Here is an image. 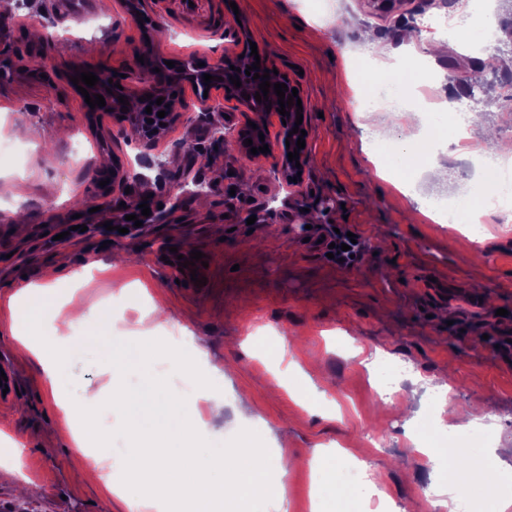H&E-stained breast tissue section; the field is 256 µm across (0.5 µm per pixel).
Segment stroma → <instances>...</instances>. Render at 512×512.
<instances>
[{
    "label": "stroma",
    "instance_id": "1",
    "mask_svg": "<svg viewBox=\"0 0 512 512\" xmlns=\"http://www.w3.org/2000/svg\"><path fill=\"white\" fill-rule=\"evenodd\" d=\"M187 1L133 8L124 0H0V141L12 143L0 181L26 184L21 197L0 196V300L40 282L46 263L60 258L56 304L77 295L92 310L70 326L48 309L37 317L33 342L55 339L69 350L52 394L44 371L19 353L0 307V360L10 378L0 395V464L15 466L16 441L26 457L43 460L32 484L0 480V512H129L104 484L75 480L84 458L59 407L78 404L89 386L105 392L117 380L142 390L154 378L183 398L212 382L223 408L202 418L203 454L262 446L266 479L285 490L282 512H312L318 473L309 462L321 451L380 474L393 512H427L437 467L418 445L444 373L458 406L457 439L480 444L477 453L455 454L473 471L472 512H494L497 499L512 494V455L488 468L491 448L512 439V354L500 347L512 340V222L485 216L476 240L465 225L432 221L424 199L454 195L462 182L478 194L483 184L470 178L467 159L448 154L436 157L438 181L421 178L434 158L428 141L390 113L356 117L346 69L370 49L406 48L439 73L424 85L430 101L458 98L473 83L470 147H484L489 126L512 140V108L499 102L512 84V14L498 2L493 14L466 16L474 55L449 45L447 56L434 58L430 49L446 34L416 30L414 19L442 11L444 0H405L380 16L365 0H191V9ZM89 16L95 26H85ZM228 25L243 26L241 42L225 38ZM406 29L416 32L408 47ZM366 30L373 45L362 40ZM254 51L298 86L307 105L309 166L291 190L272 177L278 153L248 160L234 138L212 144L189 83L174 86L178 116L145 150L127 144L128 120L89 109L71 81L78 70L128 73L146 54L161 68L192 57L236 65ZM38 53L40 75L30 63ZM491 56L495 70L482 69ZM376 134L385 145L411 136L400 159L417 175L415 195L371 174L363 147ZM116 165L138 178L123 203L105 207L100 176ZM81 197L90 205L80 215L85 232L56 241ZM143 200L150 216L139 230L119 233ZM339 231L365 244L353 267L327 256ZM194 250L205 264L192 275L176 259ZM158 294L162 314L151 302ZM102 315L112 318L113 349L76 350L83 336L106 331ZM142 332L159 347L144 348ZM263 344L286 352L260 358ZM369 355L401 370L387 399L361 363ZM181 357L195 360L193 375L178 369ZM293 362L300 372L289 373ZM135 420L132 410H103L102 436L91 441L117 486L128 481L123 464L137 446Z\"/></svg>",
    "mask_w": 512,
    "mask_h": 512
}]
</instances>
